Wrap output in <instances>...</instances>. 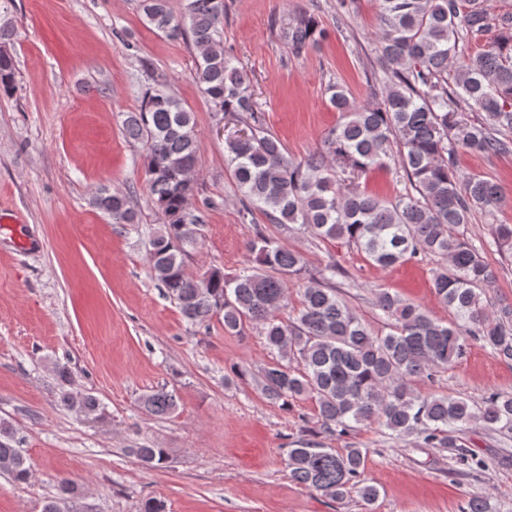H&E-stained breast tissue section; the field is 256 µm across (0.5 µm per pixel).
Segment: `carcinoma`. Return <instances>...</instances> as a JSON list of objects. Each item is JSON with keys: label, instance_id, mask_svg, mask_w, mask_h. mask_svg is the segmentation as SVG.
Listing matches in <instances>:
<instances>
[{"label": "carcinoma", "instance_id": "carcinoma-1", "mask_svg": "<svg viewBox=\"0 0 512 512\" xmlns=\"http://www.w3.org/2000/svg\"><path fill=\"white\" fill-rule=\"evenodd\" d=\"M11 0H0V92L15 90L10 45L17 28L8 18ZM488 0H379L380 62L391 74L375 105L358 106L344 87L331 84L330 105L341 121L328 130L323 148L302 161L288 157L282 142L257 111L250 79L224 52V0H186L176 15L168 0H141L147 25L168 39L185 40L196 51L194 79L219 111L233 115L242 132L225 140V160L236 183L243 220L260 212L267 221L317 241L341 240L374 265L392 267L419 257L433 258L432 286L453 314L433 318L422 306L384 288L372 289V306L382 322L375 331L341 298L332 280L342 273L334 257L309 273L299 250L256 229L248 257L236 272L213 269L202 275L186 266L188 247L205 224L191 207L193 175L202 158L193 113L165 85L145 88L140 105L123 114L122 127L142 144L150 201L163 220L145 244L149 268L190 325L213 315L224 330L241 335L255 327L276 359L254 372L261 395L288 408L312 399L322 432L344 437L358 426L375 425L395 439L412 437L421 447L448 448L467 469L486 463L461 444L463 431L482 424L512 440V393L491 391L479 400L423 394L417 384L433 382L478 343L503 361H512V303L488 302L496 272L460 228L473 212L487 215L499 202V186L480 177H461L460 151L487 158L512 154V10L489 12ZM495 27L499 41L463 56L462 44L476 43ZM324 35L315 18L288 25L285 38L299 55ZM455 88L448 90V68ZM410 188L392 198L360 189L354 178L390 162ZM91 204L114 224H137L129 197L106 188ZM493 243L512 253V224L492 225ZM301 283L300 306L289 308L288 282ZM61 403L80 416H97L91 394L61 391ZM149 414L165 417L177 409L176 394L154 390L141 400ZM0 425V471L17 483L31 477L22 450ZM369 450L342 451L303 442L288 452L295 483L332 500L356 493L366 504L379 489L365 478ZM129 454L160 467L164 448L140 446ZM78 487L58 481L43 512H69ZM462 512H493L490 500L471 494Z\"/></svg>", "mask_w": 512, "mask_h": 512}]
</instances>
